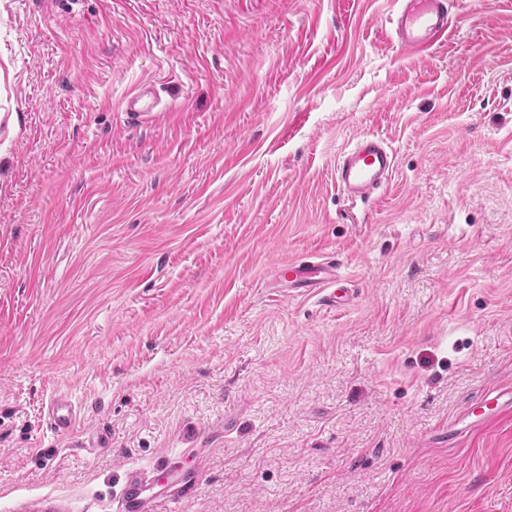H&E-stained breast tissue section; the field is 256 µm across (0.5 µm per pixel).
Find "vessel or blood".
Masks as SVG:
<instances>
[{"label": "vessel or blood", "mask_w": 512, "mask_h": 512, "mask_svg": "<svg viewBox=\"0 0 512 512\" xmlns=\"http://www.w3.org/2000/svg\"><path fill=\"white\" fill-rule=\"evenodd\" d=\"M398 9L393 19L394 35L406 54L415 55L438 44L448 34L450 7L453 0H395ZM155 93L141 87L122 101L128 120L150 121L161 117ZM395 155L380 136L358 137L336 161V184L349 202L368 198L384 188L392 177ZM339 263L334 259L320 261L293 260L276 267L275 278L289 277L299 287L322 295L327 305L343 304L349 291L340 284ZM79 408L69 395H55L47 407V422L54 433L70 434L76 427ZM155 477L141 469L126 473L121 495L128 512H158L160 506L181 503L196 486L190 474L171 475L165 492L148 495Z\"/></svg>", "instance_id": "b4317fda"}]
</instances>
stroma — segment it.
<instances>
[{
	"instance_id": "obj_1",
	"label": "stroma",
	"mask_w": 512,
	"mask_h": 512,
	"mask_svg": "<svg viewBox=\"0 0 512 512\" xmlns=\"http://www.w3.org/2000/svg\"><path fill=\"white\" fill-rule=\"evenodd\" d=\"M0 0V512H512V0ZM152 85L171 116L120 109ZM392 146L350 204L336 160ZM334 257L332 307L272 272ZM68 392L77 434L45 405ZM394 35L408 55L438 44L448 35L453 0H395ZM395 155L380 136L358 137L336 161V184L351 204L384 188L392 177ZM155 476L141 469H128L121 495L126 512H157L161 505H166L169 512H178L173 504H180L184 497L196 486V477L190 474H173L170 476L168 489L160 494L145 495Z\"/></svg>"
}]
</instances>
